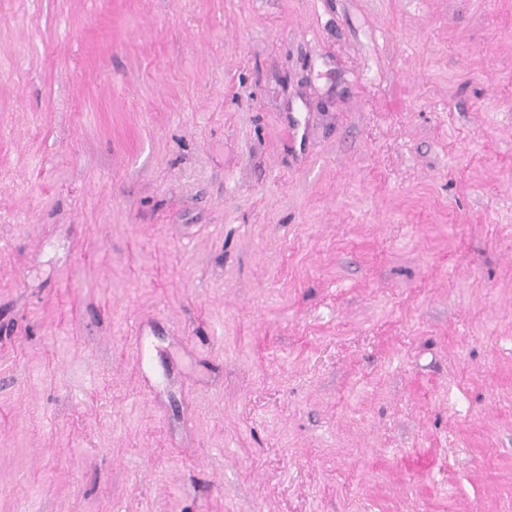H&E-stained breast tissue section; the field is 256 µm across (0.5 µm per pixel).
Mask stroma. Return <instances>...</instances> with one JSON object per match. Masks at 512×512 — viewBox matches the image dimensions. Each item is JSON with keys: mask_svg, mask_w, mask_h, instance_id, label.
I'll list each match as a JSON object with an SVG mask.
<instances>
[{"mask_svg": "<svg viewBox=\"0 0 512 512\" xmlns=\"http://www.w3.org/2000/svg\"><path fill=\"white\" fill-rule=\"evenodd\" d=\"M0 512H512V0H0Z\"/></svg>", "mask_w": 512, "mask_h": 512, "instance_id": "stroma-1", "label": "stroma"}]
</instances>
